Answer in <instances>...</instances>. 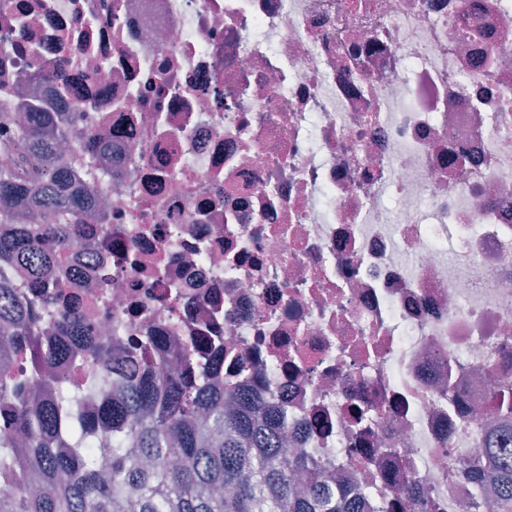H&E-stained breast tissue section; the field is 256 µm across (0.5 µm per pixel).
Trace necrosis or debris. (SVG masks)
Returning a JSON list of instances; mask_svg holds the SVG:
<instances>
[{
	"mask_svg": "<svg viewBox=\"0 0 512 512\" xmlns=\"http://www.w3.org/2000/svg\"><path fill=\"white\" fill-rule=\"evenodd\" d=\"M22 41L0 97L10 74L50 93L30 75L63 58L87 106L70 308L158 337L132 372L205 338L212 383L325 469L463 512L454 461L512 431L489 403L512 387V0H13L0 44ZM101 128L105 182L76 163Z\"/></svg>",
	"mask_w": 512,
	"mask_h": 512,
	"instance_id": "necrosis-or-debris-1",
	"label": "necrosis or debris"
}]
</instances>
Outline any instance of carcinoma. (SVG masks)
I'll return each mask as SVG.
<instances>
[{
	"mask_svg": "<svg viewBox=\"0 0 512 512\" xmlns=\"http://www.w3.org/2000/svg\"><path fill=\"white\" fill-rule=\"evenodd\" d=\"M0 102V266L41 288L35 302L0 286V473L18 492L0 497V512H361L364 489L329 473L301 451L282 447L288 423L279 410L246 391L231 398L211 386L210 366L187 346L178 360L195 372L148 365L112 389L100 410L98 435L85 410L135 356L96 336L93 321L63 309L52 270L90 244L70 217L86 209L54 165L63 113L26 103L24 118ZM89 137L81 165L108 177ZM41 322L59 335L32 350ZM34 351L35 370L13 368ZM494 411L512 417V395L493 393ZM473 484L467 512H483L489 486L498 512H512V437L464 460Z\"/></svg>",
	"mask_w": 512,
	"mask_h": 512,
	"instance_id": "1",
	"label": "carcinoma"
}]
</instances>
